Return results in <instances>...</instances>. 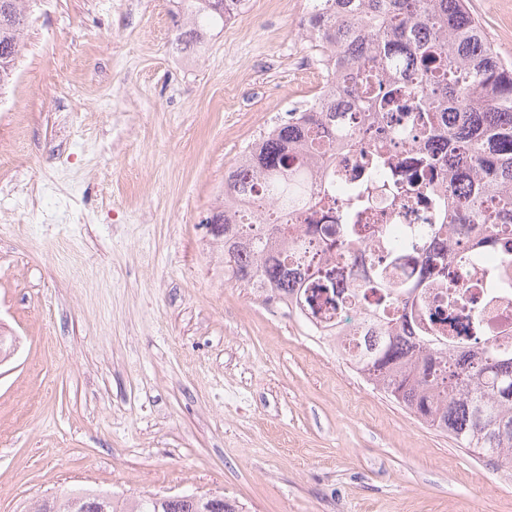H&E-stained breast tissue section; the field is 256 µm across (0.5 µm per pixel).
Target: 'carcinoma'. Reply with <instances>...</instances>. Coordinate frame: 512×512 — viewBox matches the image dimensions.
Instances as JSON below:
<instances>
[{"instance_id": "1", "label": "carcinoma", "mask_w": 512, "mask_h": 512, "mask_svg": "<svg viewBox=\"0 0 512 512\" xmlns=\"http://www.w3.org/2000/svg\"><path fill=\"white\" fill-rule=\"evenodd\" d=\"M244 0H179L189 45L230 20ZM322 11L301 20L317 45L336 57L331 87L315 112L293 111L241 155L225 175L224 196L261 194L271 213L241 223L226 206L212 217L224 225V268L235 281L291 306L311 311L337 305L325 268L333 254L353 255L369 231L362 223L377 196L390 206L430 197L442 224H421L411 241H391L372 230L383 256L372 275L354 281L347 296L361 306L336 335L348 339L342 357L373 387L415 417L482 455L492 469L512 468V346L487 325L496 297L481 301L459 285L468 302L470 336H458L448 313L447 280L430 277L407 286L395 276L406 245L432 262L428 240L448 231V262L472 272L492 254L512 267V64L497 53L466 0H322ZM29 0H0V51L19 53ZM411 115L407 131L388 127ZM422 146L441 140L442 155L423 154L406 183L386 181L397 139ZM371 148L361 155V181L328 173L336 150ZM338 209L333 224H307L295 236L299 212ZM64 500L73 512H216L210 500L168 503L151 496L118 498L76 488Z\"/></svg>"}]
</instances>
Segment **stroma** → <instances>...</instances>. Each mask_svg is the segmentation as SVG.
Wrapping results in <instances>:
<instances>
[{
    "instance_id": "1",
    "label": "stroma",
    "mask_w": 512,
    "mask_h": 512,
    "mask_svg": "<svg viewBox=\"0 0 512 512\" xmlns=\"http://www.w3.org/2000/svg\"><path fill=\"white\" fill-rule=\"evenodd\" d=\"M512 62V0H469ZM307 0L177 46L176 0H34L0 90V512L77 487L245 512H512V471L417 421L224 275V175L311 84Z\"/></svg>"
}]
</instances>
